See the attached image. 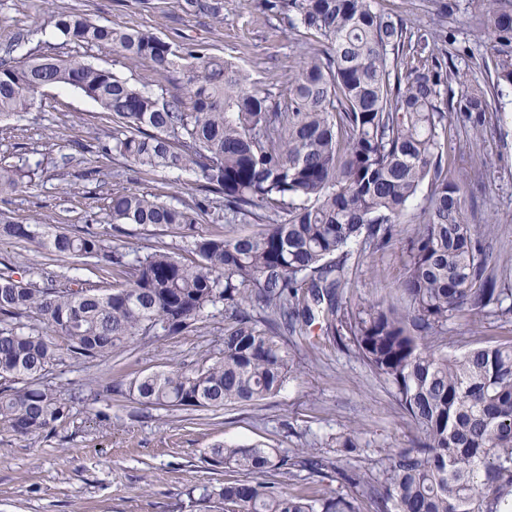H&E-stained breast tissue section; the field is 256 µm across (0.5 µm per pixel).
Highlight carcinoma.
Instances as JSON below:
<instances>
[{
    "instance_id": "carcinoma-1",
    "label": "carcinoma",
    "mask_w": 512,
    "mask_h": 512,
    "mask_svg": "<svg viewBox=\"0 0 512 512\" xmlns=\"http://www.w3.org/2000/svg\"><path fill=\"white\" fill-rule=\"evenodd\" d=\"M479 33L492 43L481 58L492 87L512 86V0H482ZM288 26L323 40L288 75L284 104H273L251 75L220 55H205L145 31H118L81 13L57 15L68 43L95 44L128 59L179 73L192 111L177 97L139 88L79 57H0V119L28 112L47 86L73 87L112 121L111 151L141 173L194 171L202 202L113 192L114 224L166 227L180 234L204 204L224 207V223L250 218L258 230L196 235L190 262L159 248L130 258L94 232L15 222L0 214V238L27 241L57 257L105 262L109 286L58 288L40 268L27 282L0 274V426L29 437L70 418L71 400L48 381L65 359L106 361L140 339L198 329L219 305L235 311L224 350L201 366L132 378L125 392L156 408L220 411L278 393L289 375L282 331L315 319L326 334L352 336L358 355L394 392L417 431L414 445L381 462L363 483L375 512H512V340L448 354V321L505 307L512 290L498 272L512 256L495 251L497 227L466 222L460 184L448 175L442 134L457 112L480 132L493 111L486 86L464 78L435 53L440 28L413 34L376 0H264ZM418 64L401 72L403 55ZM460 91H455V88ZM41 161L0 165V193L27 188ZM429 194L405 238L397 302L343 311L336 288L344 264L327 258L353 242L383 250L422 187ZM265 313L256 319L250 311ZM207 463L235 476L207 497L222 512H355L345 498L288 491L296 466L319 469L315 448L297 458L258 445H216Z\"/></svg>"
}]
</instances>
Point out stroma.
<instances>
[{"instance_id":"obj_1","label":"stroma","mask_w":512,"mask_h":512,"mask_svg":"<svg viewBox=\"0 0 512 512\" xmlns=\"http://www.w3.org/2000/svg\"><path fill=\"white\" fill-rule=\"evenodd\" d=\"M441 0H376L378 8L427 29ZM441 52L452 55L461 73L482 84L489 78L478 63L491 51L474 19L480 0H451ZM222 20L175 9L173 0H0V49L24 38V53L86 62L158 94L186 98L182 75L95 45L77 46L56 34L53 17L80 12L117 30L146 29L158 36L232 59L246 69L256 88L283 99L288 75L322 41L290 29L280 13L260 0H221ZM497 115L473 138L470 128L449 115L443 137L448 165L461 184L468 223L498 226L500 245L512 253V89L494 95ZM96 104L72 87L43 88L30 112L0 130V164L26 156L42 160L39 180L21 192L0 193V212L15 221L39 220L72 231L88 230L113 251L147 254L164 248L190 261L179 234L164 227L114 229L107 199L114 191H145L164 202L192 204L200 194L188 172L141 173L118 157L105 156ZM417 198L398 233L382 251L351 244L345 263L348 282L337 293L341 306L392 300L404 275L402 242L425 205ZM55 272L74 260L46 254L34 245L0 239V273L28 279L30 264ZM228 313L217 311L200 329L135 344L123 358L90 363L65 362L49 379L72 398V416L56 431L17 437L0 429V512H219L204 495L222 484L223 470L203 454L217 444H259L279 455L309 446L331 462L324 474L302 473L297 492L321 489L350 500L356 512H373L365 486L341 480L337 468L376 476L382 459L412 446L416 431L399 409L391 389L377 379L353 348L323 333L320 325L285 336L291 368L279 393L260 402L216 413L143 406L122 396H97L98 385L175 365L193 369L221 353ZM448 349L460 352L478 341L512 339V315L495 312L448 323ZM357 428L356 445L339 438Z\"/></svg>"}]
</instances>
